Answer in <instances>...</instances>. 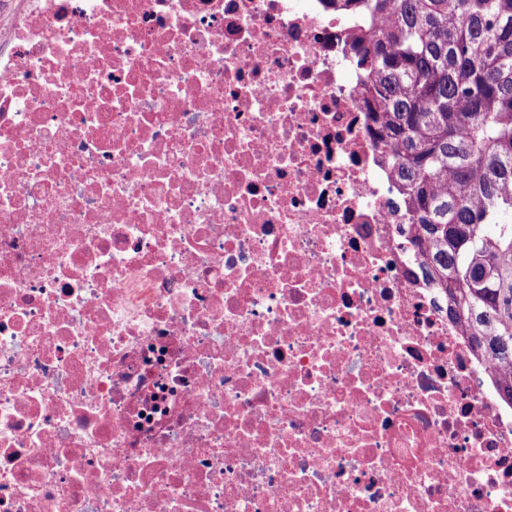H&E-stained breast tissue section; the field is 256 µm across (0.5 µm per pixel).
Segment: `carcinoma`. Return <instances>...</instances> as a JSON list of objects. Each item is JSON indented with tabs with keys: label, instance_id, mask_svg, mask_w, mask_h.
Here are the masks:
<instances>
[{
	"label": "carcinoma",
	"instance_id": "1",
	"mask_svg": "<svg viewBox=\"0 0 512 512\" xmlns=\"http://www.w3.org/2000/svg\"><path fill=\"white\" fill-rule=\"evenodd\" d=\"M390 146L425 280L512 405V0H325Z\"/></svg>",
	"mask_w": 512,
	"mask_h": 512
}]
</instances>
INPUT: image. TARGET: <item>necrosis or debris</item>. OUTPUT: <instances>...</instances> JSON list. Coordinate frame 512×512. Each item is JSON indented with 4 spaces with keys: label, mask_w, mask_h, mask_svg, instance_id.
Returning <instances> with one entry per match:
<instances>
[{
    "label": "necrosis or debris",
    "mask_w": 512,
    "mask_h": 512,
    "mask_svg": "<svg viewBox=\"0 0 512 512\" xmlns=\"http://www.w3.org/2000/svg\"><path fill=\"white\" fill-rule=\"evenodd\" d=\"M323 0H0V512H512Z\"/></svg>",
    "instance_id": "4bbe7bcc"
}]
</instances>
